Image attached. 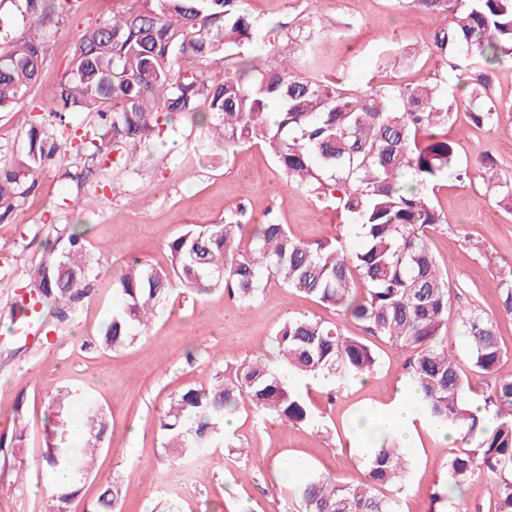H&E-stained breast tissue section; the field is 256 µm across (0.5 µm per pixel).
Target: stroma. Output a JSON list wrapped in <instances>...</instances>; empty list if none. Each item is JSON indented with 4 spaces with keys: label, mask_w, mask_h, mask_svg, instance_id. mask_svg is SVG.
<instances>
[{
    "label": "stroma",
    "mask_w": 512,
    "mask_h": 512,
    "mask_svg": "<svg viewBox=\"0 0 512 512\" xmlns=\"http://www.w3.org/2000/svg\"><path fill=\"white\" fill-rule=\"evenodd\" d=\"M116 0H81L79 11L60 26L48 27L40 85L12 109L0 112V164L13 160L26 140L33 114L54 122L51 94L84 28L109 18ZM247 8L268 31L315 24L327 35L311 51L315 73L331 82L358 86L416 85L440 80L455 89L457 78L438 55L420 44L447 26L442 13L399 7L395 0H248ZM483 92L501 109L492 126H475L467 98L448 124L461 162L489 155L493 171L512 180V61L485 70ZM200 127L182 120L164 141L142 148L137 170L116 168L111 156L69 154L50 167L7 220L0 222V512H41L45 484L44 435L47 406L59 390H79L112 413V423L88 475L77 478L78 512H93L106 486L121 493V512H152L157 503L174 512H296L292 480L278 468L281 453L301 466L340 481L357 483L367 474L362 444L350 424L360 413L391 400L405 383L404 358L385 340H374L379 367L366 381L340 388L323 380L308 388L318 422L282 424L250 410L238 411L229 442L204 449L199 457L178 459L163 446L159 417L172 394L206 388L215 372L244 361L279 368L272 337L293 316L339 324L362 336L359 323L312 301L305 294L268 282L259 298L244 307L216 289L198 297L174 288L149 329L130 347L102 349L104 324L120 300L112 282L128 254L168 267L166 245L193 225L216 224L225 216L239 223L267 219L287 226L303 242L343 236L357 240L349 219L325 207L307 190L288 187L260 144L234 156L192 153ZM481 172L464 181L443 179L430 195L445 217L429 233L456 309L477 310L496 325L503 356L493 374L470 376L471 400L483 402L494 382L512 377V314L503 311L496 285L512 273V213L486 192ZM87 230L86 246L95 263L91 297L76 315L59 324L50 317L10 320L23 304L22 288L55 244L64 227ZM27 425L21 447L11 436L16 411ZM452 452L440 434L417 422L410 443V475L398 493L399 512H440L433 502L446 482ZM25 468L24 486L15 472Z\"/></svg>",
    "instance_id": "stroma-1"
}]
</instances>
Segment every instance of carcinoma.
Here are the masks:
<instances>
[{
	"label": "carcinoma",
	"mask_w": 512,
	"mask_h": 512,
	"mask_svg": "<svg viewBox=\"0 0 512 512\" xmlns=\"http://www.w3.org/2000/svg\"><path fill=\"white\" fill-rule=\"evenodd\" d=\"M80 0H0V110L26 99L38 86L45 27L75 13ZM122 10L86 28L76 41L63 76L52 89L59 123L49 127L33 116L20 154L0 166V220L36 185L46 166L71 151L117 153L114 163L131 166L142 146L163 136L175 115H188L204 128L200 146L228 157L257 141L270 150L287 185L306 188L328 208L362 229L361 244L340 238L315 243L295 239L284 224L269 219L246 225L231 217L196 227L172 239L171 269L137 257L125 260L113 288L121 305L100 337L114 352L137 341L159 313L172 288L197 296L222 288L242 304L273 278L318 303L335 308L373 336L407 353L406 375L416 390L421 418L453 440L443 502L458 497L476 474L499 476L495 512H512V379L495 382L481 409L467 403V376L448 349L451 296L448 281L427 240L426 230L444 223L430 196L419 190L445 177L462 179L461 164L448 138L458 108L440 84L332 86L313 74L314 60L275 58L262 66L267 31L246 0H120ZM34 24L16 34L5 4ZM428 13H445L448 26L435 30L426 47L453 71L482 62L512 60V0H407ZM280 104L279 120L266 117L269 102ZM91 112L96 122L79 137L63 114ZM500 109L472 103L471 121L492 125ZM489 192L512 213V181L488 176ZM86 229L71 225L68 245L30 272L26 284L49 306L58 323L68 321L91 296V257ZM363 282L365 288L357 287ZM504 311L512 313V274L497 284ZM474 370L494 372L502 351L494 321L475 310L457 314ZM274 345L288 373L338 385L361 381L378 367L377 353L340 325L290 317ZM78 396L61 390L49 407L55 417L46 432L44 458L50 474L80 460L88 472L109 427L107 413L90 402L76 424L62 420L64 405ZM249 407L281 423L316 421L307 397L290 387L285 374L243 362L215 374L208 389L189 388L170 398L160 419L163 447L179 459L224 443V417ZM367 478L342 483L305 475L296 484L299 512H397L409 460L401 440L375 434L364 442ZM77 490L47 496L43 512H73ZM121 493L106 488L95 512H117Z\"/></svg>",
	"instance_id": "carcinoma-1"
}]
</instances>
